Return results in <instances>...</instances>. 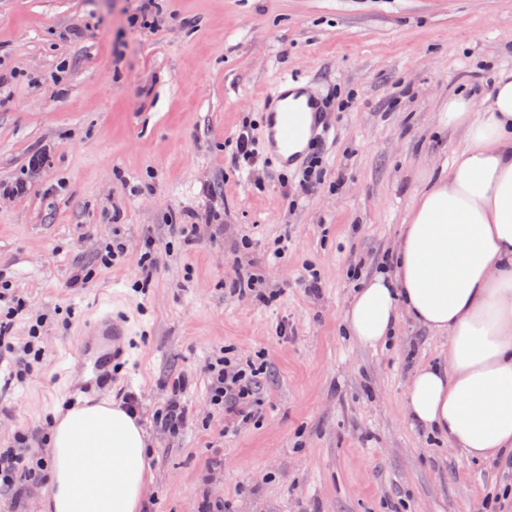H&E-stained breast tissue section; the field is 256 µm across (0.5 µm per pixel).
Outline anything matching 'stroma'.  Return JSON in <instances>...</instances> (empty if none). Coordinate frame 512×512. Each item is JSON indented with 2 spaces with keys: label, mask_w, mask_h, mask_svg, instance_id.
<instances>
[{
  "label": "stroma",
  "mask_w": 512,
  "mask_h": 512,
  "mask_svg": "<svg viewBox=\"0 0 512 512\" xmlns=\"http://www.w3.org/2000/svg\"><path fill=\"white\" fill-rule=\"evenodd\" d=\"M500 68H512V0H0V283L26 302L16 345L46 322L25 379L0 356V443L25 432L48 455L69 404L131 393L153 450L141 512H488L512 469L464 458L405 415L410 361L447 354V337L404 317L382 350L339 324L351 269L368 275L393 252L423 178L463 140L435 135L441 104L463 86L489 95ZM295 79L326 102L328 130L321 185L288 197L301 168L266 153L265 108ZM246 121L251 163L234 159ZM42 150L47 166L30 173ZM20 180L27 193L8 194ZM189 211L204 222L188 243L169 224ZM114 243L121 258L102 266ZM80 269L90 281L71 287ZM245 273L274 300L239 293ZM104 302L137 346L101 389L73 341ZM221 356L264 366L250 421L211 401ZM180 375L189 421L171 434L153 414Z\"/></svg>",
  "instance_id": "stroma-1"
}]
</instances>
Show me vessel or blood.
I'll return each instance as SVG.
<instances>
[{"mask_svg":"<svg viewBox=\"0 0 512 512\" xmlns=\"http://www.w3.org/2000/svg\"><path fill=\"white\" fill-rule=\"evenodd\" d=\"M268 142L283 163H296L300 153L293 146L298 141L318 135L322 127V106L315 96H307L305 102L292 106L284 92H273L267 100ZM127 330L123 321L113 317L111 310H101L74 340L76 349L91 353V368L99 385L110 380L108 367L113 359L123 358Z\"/></svg>","mask_w":512,"mask_h":512,"instance_id":"b4317fda","label":"vessel or blood"}]
</instances>
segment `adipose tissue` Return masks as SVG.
<instances>
[{"mask_svg":"<svg viewBox=\"0 0 512 512\" xmlns=\"http://www.w3.org/2000/svg\"><path fill=\"white\" fill-rule=\"evenodd\" d=\"M441 127L463 145L418 191L388 269L356 289L343 319L362 346L387 345L399 316L447 335L446 362L416 368L405 410L466 457L512 456V70L477 100L449 96ZM53 512H139L150 476L139 416L101 401L57 418Z\"/></svg>","mask_w":512,"mask_h":512,"instance_id":"1","label":"adipose tissue"}]
</instances>
